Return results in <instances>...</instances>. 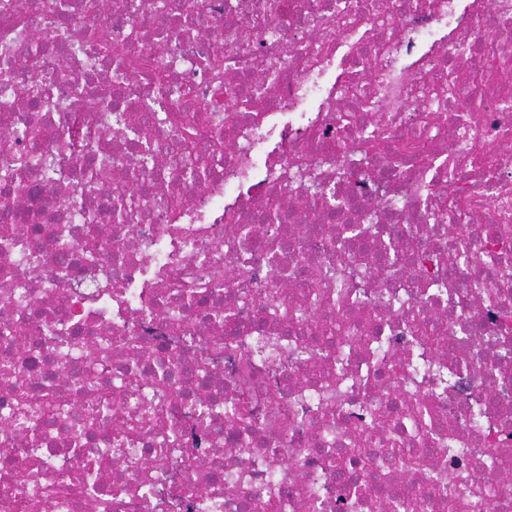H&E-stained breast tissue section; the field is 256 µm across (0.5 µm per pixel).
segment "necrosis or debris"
Masks as SVG:
<instances>
[{
	"instance_id": "1",
	"label": "necrosis or debris",
	"mask_w": 512,
	"mask_h": 512,
	"mask_svg": "<svg viewBox=\"0 0 512 512\" xmlns=\"http://www.w3.org/2000/svg\"><path fill=\"white\" fill-rule=\"evenodd\" d=\"M56 2L0 0V129L38 125L22 148L32 154H73L78 125L163 183L173 169L158 148L182 138V113L145 126L146 169L106 112L136 123L160 72L203 99L250 88L223 151L199 125L210 173L177 183L174 209L111 181L84 210L68 204V183L0 146L25 216L0 236V512H336V456L367 461L414 512H448V481L465 512H512V471L484 463L491 431L512 432V316L472 294L492 275L512 309V71L490 67L512 60V0H110L101 14L68 0L71 23L54 31ZM98 24L138 60L135 77L80 40ZM37 32L42 57L70 66L54 81L70 111L6 80ZM217 55L220 86L208 69ZM262 55L278 59L277 76L256 65ZM445 74L457 97L479 92L478 111L441 109ZM370 135L379 149L340 179L339 145ZM301 159L344 197L333 223L316 225L326 204L299 183ZM117 195L139 201L132 223L112 222ZM453 196L478 259L447 264L457 289L439 295L419 260L453 251ZM355 224L365 232L347 240ZM243 227L257 237L247 250ZM350 246L369 252L342 277L357 296L342 324L354 342L299 356L310 324L330 323L331 296L309 288L307 271L334 269ZM191 290L223 321L188 306ZM459 362L466 374L437 371ZM385 365L399 366L400 389L377 376ZM415 397L431 419L413 429ZM232 405L252 413L247 429L228 422ZM398 445L426 465H387Z\"/></svg>"
}]
</instances>
